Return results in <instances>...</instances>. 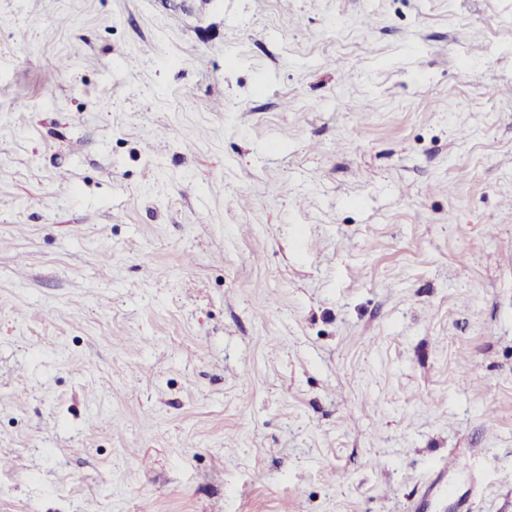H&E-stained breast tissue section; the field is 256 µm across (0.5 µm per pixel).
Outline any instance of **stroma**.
<instances>
[{
	"mask_svg": "<svg viewBox=\"0 0 512 512\" xmlns=\"http://www.w3.org/2000/svg\"><path fill=\"white\" fill-rule=\"evenodd\" d=\"M0 456V512H512V0H0Z\"/></svg>",
	"mask_w": 512,
	"mask_h": 512,
	"instance_id": "35a3bbf8",
	"label": "stroma"
}]
</instances>
